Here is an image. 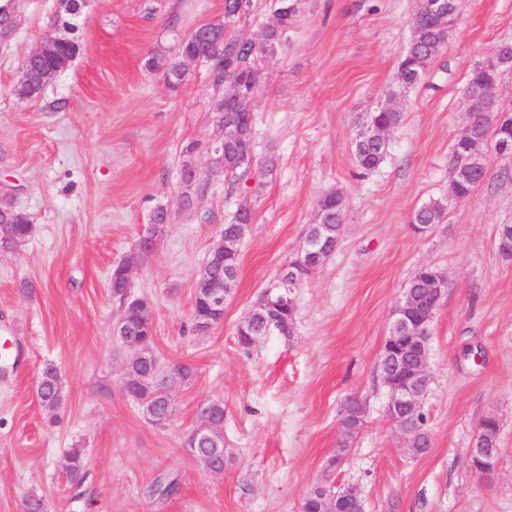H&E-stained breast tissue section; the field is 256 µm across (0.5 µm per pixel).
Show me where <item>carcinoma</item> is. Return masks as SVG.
Returning <instances> with one entry per match:
<instances>
[{
	"instance_id": "carcinoma-1",
	"label": "carcinoma",
	"mask_w": 512,
	"mask_h": 512,
	"mask_svg": "<svg viewBox=\"0 0 512 512\" xmlns=\"http://www.w3.org/2000/svg\"><path fill=\"white\" fill-rule=\"evenodd\" d=\"M253 0H224V20L206 24L211 37L206 39L194 35L183 40L178 53L168 57L155 52L147 60L149 69L161 72L171 87H177L187 79L185 60L190 57H199L212 65L214 73V89L226 82H234L244 89L240 98H220L215 105L216 123L231 125L237 130V139L224 143L223 151H211L203 148L196 142H190L183 147L182 153L187 156L186 167L195 165L193 157H200L202 167L215 165L224 169V173L236 179L248 174L241 165L240 140L251 141V128L241 125V114L250 111V104L257 94L261 84V61L264 57L274 54L283 44L284 34L293 23L297 8H288L283 13L279 7L273 9V22L266 25L263 39L256 44L251 40H244L233 32L237 22L253 12ZM448 26L446 21L437 20L428 25H421L413 29L412 39L399 63L402 83L388 92V99H395L402 93L421 83L429 67L448 43ZM483 77L474 73L469 75L468 90L478 104L481 112V124L477 126L478 134L486 135L488 140L494 142L507 139L512 143V129H496L497 115L500 105L486 100L478 93L479 84ZM403 121V113L397 108L383 104L365 116L367 125L365 134L354 139V156L357 167L363 173L378 168L389 154V142L380 137L383 130H395ZM449 170L456 173L457 195L465 200L472 194L474 188L484 180L485 174H475L470 170L458 166H449ZM206 196V186L199 184L192 190L182 193L184 208L194 212L202 208ZM317 208L328 215L332 223L327 225V236L339 240L342 224L346 212V199L338 190L324 194L317 203ZM448 210V202L432 200L419 208L412 215L411 223L423 228L427 225L434 228L441 223ZM35 226L29 216L9 205L0 206V247L12 249L25 243L34 233ZM206 265L215 281L224 279V269L233 268L238 273L239 255L226 253L216 257L208 255ZM436 274L431 267H421L416 270L407 283V287L414 288L422 293L430 286V280ZM108 287L112 297L122 306L120 321L124 330L121 335L123 343L133 348L139 343L153 345V326L145 322L151 305L144 299H128L129 281L126 278L124 266L117 264L112 267ZM273 317L279 322L282 335H288V328L296 324L297 309L286 306L273 305ZM160 370L156 358L131 356L125 365V380L136 386L134 397L150 410L153 416L164 419L172 412L171 403L167 395L152 384L151 378ZM39 399L48 410L55 412L63 404V394L60 377L57 369L47 367L42 372L39 383ZM209 416L212 417L214 428L199 435H190L187 447L194 449L198 457L222 458L225 454L224 442V404L218 400L208 402ZM430 434L426 427V417L422 407H416L413 419V431L407 440V449L411 456L417 457L425 454ZM70 482L79 486L85 478V460L83 450L73 448L66 457ZM178 482L157 480L148 489L152 496L171 497L176 494Z\"/></svg>"
}]
</instances>
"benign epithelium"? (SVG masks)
<instances>
[{"label": "benign epithelium", "mask_w": 512, "mask_h": 512, "mask_svg": "<svg viewBox=\"0 0 512 512\" xmlns=\"http://www.w3.org/2000/svg\"><path fill=\"white\" fill-rule=\"evenodd\" d=\"M439 15L453 16L450 0H419V5L411 17V24L417 25L425 19L435 18ZM72 28H59L52 35L41 39L29 52L30 58H42L46 65L37 73H32L27 66H21V78L16 92L26 95L24 87L32 82L33 77L42 80V84H49L58 73L66 69L78 56L76 52L63 51L71 42ZM505 56H512V44L501 43L493 48L486 56L475 64L474 71L487 75L488 81L485 91L491 98H496L495 88L500 74L497 73L498 61ZM466 123L454 143V153L460 162L470 169L485 167V159L489 151H494L501 157L512 155L509 145H499L491 149L488 144L478 141L473 136L477 113L472 111V99L465 96ZM329 247L328 239L321 233L307 234L301 249V257L297 260V267L311 273L322 266V259ZM498 252L512 253V226L499 225L496 236ZM448 288L446 277L437 279L425 296H418L412 290H406L394 307L388 324L386 339H397L403 348L410 353L413 361L409 364L402 379L395 378L392 369L382 367L383 373L390 386V402L387 413L390 421L400 430H407L405 411L417 407L422 401L424 386L430 380L428 373V324L431 322L440 300ZM272 290L262 292L258 302L245 316V321L256 326L259 336H269L281 332V328L270 315L262 313L266 305L271 303ZM208 311L199 317V330L208 332L214 325L224 319V302L227 292L221 283L213 285L207 292ZM468 461L474 472L483 479L490 478L497 468V458L488 448L486 442L480 440L468 448ZM324 512H351L354 503L359 498L357 490L351 486L339 487L334 483L321 486Z\"/></svg>", "instance_id": "benign-epithelium-1"}]
</instances>
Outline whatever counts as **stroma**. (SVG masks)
I'll return each instance as SVG.
<instances>
[{
  "mask_svg": "<svg viewBox=\"0 0 512 512\" xmlns=\"http://www.w3.org/2000/svg\"><path fill=\"white\" fill-rule=\"evenodd\" d=\"M416 0H298L287 39L262 64L251 109L257 161L240 180L207 169V205L183 210V147L220 136L205 64L171 88L147 60L176 55L197 26L223 19L224 0H91L77 21L82 52L39 97L15 92L23 58L50 30L58 0H12L0 38V200L25 212L32 237L0 249V512L28 495L47 512H300L321 482L355 487L365 512H512V258L495 246L512 224V159L489 154L486 177L449 206L426 236L413 211L448 195V154L465 124L464 88L475 63L512 42V0H457L453 33L424 80L398 99L404 121L378 169L358 176L352 140L393 87L411 39ZM341 191L344 232L333 255L295 292L293 336L242 351L236 328L262 291L295 260L318 199ZM254 220L240 249L224 320L190 330L205 258L240 203ZM169 214L155 251L135 244L157 208ZM133 263L128 288L154 316V353L191 376L159 426L122 388L128 350L113 332L121 306L108 281ZM431 267L448 290L429 325L432 444L408 454L387 416L377 368L391 312L413 272ZM30 294H22V285ZM58 368L64 404L37 395L45 365ZM366 408L341 466L329 469L350 396ZM224 404L223 473L185 440L200 402ZM502 420L495 476L475 475L466 452L480 418ZM83 449L85 481L62 465ZM177 479V495L147 489Z\"/></svg>",
  "mask_w": 512,
  "mask_h": 512,
  "instance_id": "35a3bbf8",
  "label": "stroma"
}]
</instances>
